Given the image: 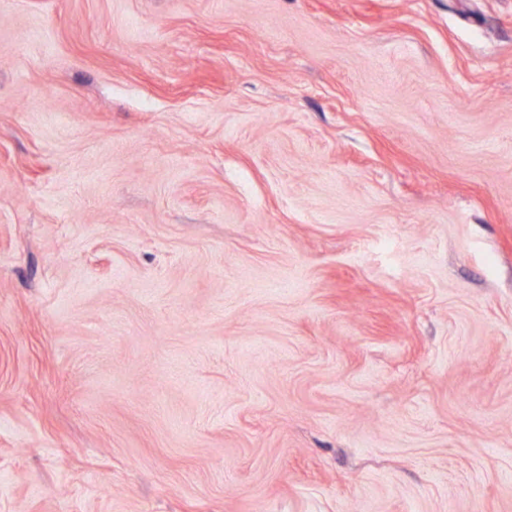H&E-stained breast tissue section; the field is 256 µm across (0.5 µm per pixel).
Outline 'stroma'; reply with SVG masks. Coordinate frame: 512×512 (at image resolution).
Instances as JSON below:
<instances>
[{"mask_svg":"<svg viewBox=\"0 0 512 512\" xmlns=\"http://www.w3.org/2000/svg\"><path fill=\"white\" fill-rule=\"evenodd\" d=\"M0 512H512V0H0Z\"/></svg>","mask_w":512,"mask_h":512,"instance_id":"1","label":"stroma"}]
</instances>
